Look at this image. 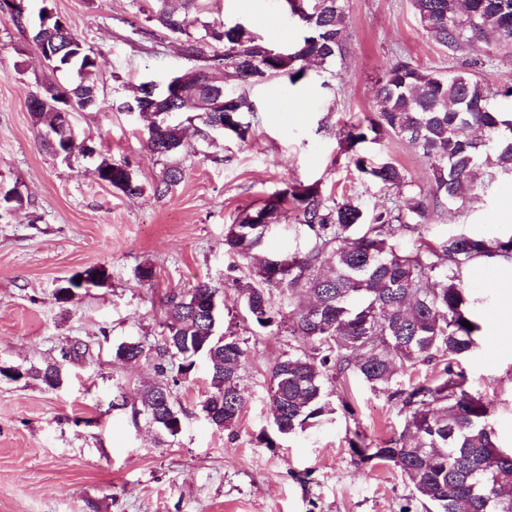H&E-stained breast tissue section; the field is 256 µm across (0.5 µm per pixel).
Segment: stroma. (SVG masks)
Returning a JSON list of instances; mask_svg holds the SVG:
<instances>
[{
    "label": "stroma",
    "mask_w": 512,
    "mask_h": 512,
    "mask_svg": "<svg viewBox=\"0 0 512 512\" xmlns=\"http://www.w3.org/2000/svg\"><path fill=\"white\" fill-rule=\"evenodd\" d=\"M206 20L244 24L288 47L304 33L285 0H206ZM349 51L297 83L280 77L248 89L256 110L241 141L186 130L182 181L154 194L166 164L144 146L146 118L111 110L127 87L193 66L180 39L146 21L153 0H52L72 31L95 50L100 104L75 115L81 138L99 153L55 157L38 142L27 108L30 94L64 86L30 31L0 13V187L18 188L23 208L0 215V367L42 366L62 348L88 344L71 362L61 388L40 379L0 376V512H425L391 464L360 462L351 443H378L401 433L404 418L367 386L330 384L331 421L267 446L270 372L295 348L287 335L247 319L224 276L237 259L224 234L243 209L292 183H319L325 194L355 196L366 209L390 192L358 175L342 144L351 121L377 109L379 78L402 56L440 74L472 63L475 50L449 54L422 28L411 0H344ZM373 150L405 168L414 189H428L418 150L387 136ZM129 160L145 192L135 198L97 181L100 158ZM512 176L478 188L465 210L437 208L424 233L438 242L458 233L494 237L512 231ZM154 270L141 282L138 267ZM92 266L104 285L77 290L64 303L61 280ZM478 299L482 325L475 351L461 366L472 392L491 402L502 447L512 446V334L499 325L512 306V281L491 279L483 263L464 274ZM224 289L220 334L247 351L240 385L247 404L236 425L212 427L201 411L209 390L205 366L174 390L183 412L178 435L161 433L136 410L137 396L159 381L164 299L197 283ZM139 341L146 357L128 364L113 349Z\"/></svg>",
    "instance_id": "1"
}]
</instances>
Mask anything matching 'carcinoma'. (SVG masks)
Returning <instances> with one entry per match:
<instances>
[{
	"instance_id": "carcinoma-1",
	"label": "carcinoma",
	"mask_w": 512,
	"mask_h": 512,
	"mask_svg": "<svg viewBox=\"0 0 512 512\" xmlns=\"http://www.w3.org/2000/svg\"><path fill=\"white\" fill-rule=\"evenodd\" d=\"M30 0H0L19 28L30 23ZM32 39L50 54L55 70L75 72L67 87L47 86L44 102L30 107L36 137L55 155L68 158L76 148L74 122L64 112H81L99 104L92 76L98 56L76 36L48 0H40ZM149 17L165 31L183 37L184 56L196 69L161 82L149 80L131 88L116 109L139 112L152 108L147 148L169 159L152 190L165 195L183 178L178 156L185 149V127L176 120L190 112L201 131H223L245 139L254 111L246 86L286 75L291 83L306 77L308 63L321 66L344 56L348 48L343 0H288L291 14L304 27L291 54L277 56L273 46L242 24L201 20L205 0H182L179 11L168 0H156ZM427 35L454 53L494 38L512 46V0H413ZM378 110L349 125L345 150L354 169L394 192L390 205L367 211L354 197L325 195L317 183L288 184L264 204L246 208L224 235L225 249L247 262V272L232 278L252 323L272 333L285 332L297 346L271 369L269 397L273 433L287 438L318 427L335 408L326 384L355 377L382 394L404 415L403 435L375 447L361 438L351 443L362 461L391 463L411 485L414 497L436 512H512V451L502 449L491 424V403L470 391L455 369L472 354L481 330L464 272L475 262L512 259V234L488 238L452 235L433 243L423 235L432 210L465 208L477 180L485 175H512V80L492 89L464 71L448 76L423 71L399 58L379 79ZM394 135L418 149L431 171L430 190L400 199L411 186L405 170L391 159L375 160L366 145ZM96 179L127 196L146 185L127 162L102 158ZM24 204L15 188L0 191V209ZM291 211L307 243L291 253L259 255L271 230L272 214ZM413 236L410 247L401 238ZM279 289L292 310L274 305ZM221 289L201 282L164 301L159 354L179 360L178 372L194 363L208 364L210 391L203 414L213 426L230 429L246 406L240 388L245 349L236 336L216 333L221 312L210 317L203 304ZM472 328H467L463 322ZM85 352L64 349L60 359L13 376L33 375L49 388L64 381L68 363ZM441 363L432 378L403 385L401 378L423 364ZM156 387L140 395L150 422L171 436L172 424L157 411Z\"/></svg>"
}]
</instances>
